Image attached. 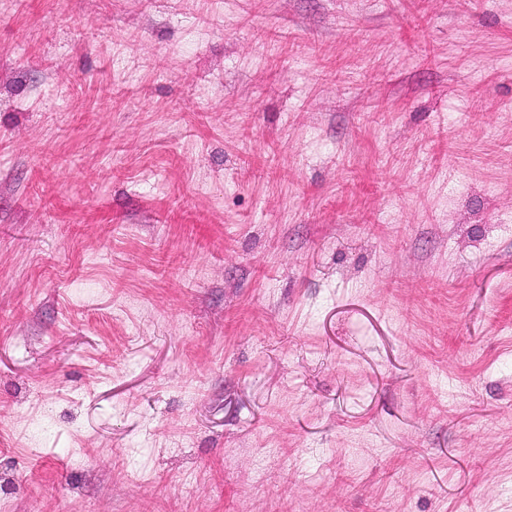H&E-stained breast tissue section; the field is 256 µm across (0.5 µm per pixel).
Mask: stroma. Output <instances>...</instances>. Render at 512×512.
I'll return each mask as SVG.
<instances>
[{"mask_svg":"<svg viewBox=\"0 0 512 512\" xmlns=\"http://www.w3.org/2000/svg\"><path fill=\"white\" fill-rule=\"evenodd\" d=\"M0 512H512V0H0Z\"/></svg>","mask_w":512,"mask_h":512,"instance_id":"1","label":"stroma"}]
</instances>
